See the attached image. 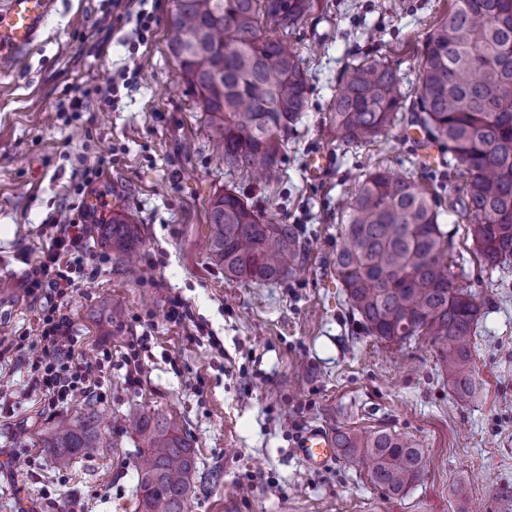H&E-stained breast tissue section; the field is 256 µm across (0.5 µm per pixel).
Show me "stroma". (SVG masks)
<instances>
[{"mask_svg": "<svg viewBox=\"0 0 512 512\" xmlns=\"http://www.w3.org/2000/svg\"><path fill=\"white\" fill-rule=\"evenodd\" d=\"M451 0H316L290 30L304 61L309 107L282 152L278 182L227 174L207 117L180 83L167 41L174 0H54L37 43L0 69V512H137L140 442L122 420L164 413L188 436L200 492L189 512H512V262L480 266L465 225L453 237L457 285L480 294L475 333L479 393L454 394L431 337L396 345L355 336L332 269L342 199L375 163L410 166L411 145L388 136L337 146L331 106L347 65L383 60L403 91L417 80L425 35ZM151 15L148 30L134 18ZM140 73L110 103L95 87ZM84 108L68 109L75 87ZM103 162L96 189L80 194L82 157ZM236 186L279 224H301L306 274L279 283L225 279L205 248L209 201ZM138 228L148 276L128 280L104 244L113 214ZM84 218L93 278H80L64 309L74 352L96 363L112 421L107 447L56 469L41 437L72 405L45 410L29 384L27 348L39 339L29 296L31 261L71 218ZM185 314L171 315L174 305ZM139 368V382L127 373ZM318 426L417 441L423 479L387 497L357 464L308 469L297 435ZM467 488L457 495V485Z\"/></svg>", "mask_w": 512, "mask_h": 512, "instance_id": "stroma-1", "label": "stroma"}]
</instances>
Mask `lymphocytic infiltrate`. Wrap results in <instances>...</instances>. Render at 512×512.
<instances>
[{
  "label": "lymphocytic infiltrate",
  "mask_w": 512,
  "mask_h": 512,
  "mask_svg": "<svg viewBox=\"0 0 512 512\" xmlns=\"http://www.w3.org/2000/svg\"><path fill=\"white\" fill-rule=\"evenodd\" d=\"M86 254L85 227L78 220H70L37 258L26 283L30 295L49 289L56 296L55 302L40 313V343L31 348L29 356L32 387L40 394L44 408L51 411L98 386L91 365L74 354L70 323L59 305L73 288L76 274L83 272Z\"/></svg>",
  "instance_id": "obj_1"
}]
</instances>
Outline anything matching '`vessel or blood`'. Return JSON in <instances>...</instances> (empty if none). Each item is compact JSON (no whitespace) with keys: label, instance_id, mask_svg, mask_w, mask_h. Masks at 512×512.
Segmentation results:
<instances>
[{"label":"vessel or blood","instance_id":"b4317fda","mask_svg":"<svg viewBox=\"0 0 512 512\" xmlns=\"http://www.w3.org/2000/svg\"><path fill=\"white\" fill-rule=\"evenodd\" d=\"M53 8L52 0H0V63L9 64L34 43ZM299 455L309 467L324 468L336 456L333 436L312 428L297 441Z\"/></svg>","mask_w":512,"mask_h":512}]
</instances>
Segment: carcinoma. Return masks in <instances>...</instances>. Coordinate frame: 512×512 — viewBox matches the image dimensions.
<instances>
[{
	"instance_id": "1",
	"label": "carcinoma",
	"mask_w": 512,
	"mask_h": 512,
	"mask_svg": "<svg viewBox=\"0 0 512 512\" xmlns=\"http://www.w3.org/2000/svg\"><path fill=\"white\" fill-rule=\"evenodd\" d=\"M313 8V0H174L168 49L179 81L200 99L228 171L278 178L283 143L308 108L306 71L288 30ZM412 94L405 117L389 63L348 67L333 103L339 146L370 143L406 123L422 135L412 153L435 145L448 160L430 189L410 171L373 166L340 211L333 271L361 333L402 344L432 337L452 389L468 400L477 392L474 334L483 302L453 281L439 207L448 181L462 175L463 192L448 199V215L468 225L484 268L512 260V0H452L420 47ZM137 239L135 225L112 217L108 246L132 278L141 276ZM207 250L225 278L250 282L291 279L308 262L303 228L264 218L234 186L210 199ZM133 430L143 443L139 512H188L197 471L190 441L161 413L140 415ZM42 442L60 470L104 447L95 404L88 400L78 415L51 426ZM336 448L389 496L405 493L425 467L415 440L387 431L360 437L338 430Z\"/></svg>"
}]
</instances>
